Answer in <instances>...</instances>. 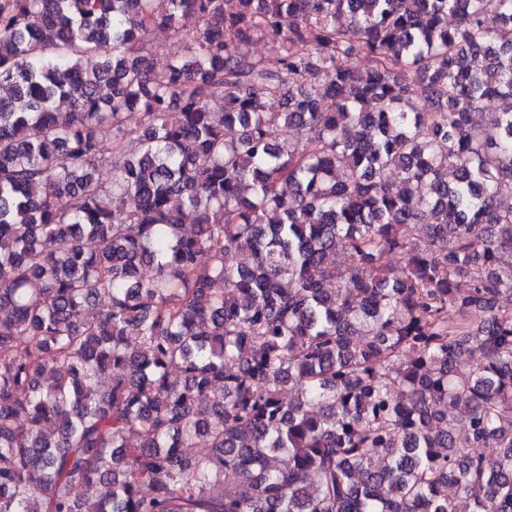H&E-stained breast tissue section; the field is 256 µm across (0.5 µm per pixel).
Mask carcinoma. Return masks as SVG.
<instances>
[{"instance_id":"cac0c4a2","label":"carcinoma","mask_w":512,"mask_h":512,"mask_svg":"<svg viewBox=\"0 0 512 512\" xmlns=\"http://www.w3.org/2000/svg\"><path fill=\"white\" fill-rule=\"evenodd\" d=\"M3 83L0 512H512V0H0ZM181 35L165 29H155L147 38L145 52L157 68H164L168 63L171 52L177 47ZM248 55L262 58L267 67L275 70L279 66L281 56L279 44L271 39H263L256 41L245 47L244 50Z\"/></svg>"}]
</instances>
